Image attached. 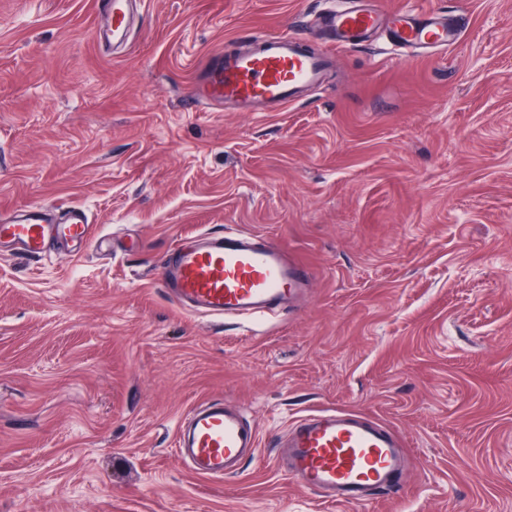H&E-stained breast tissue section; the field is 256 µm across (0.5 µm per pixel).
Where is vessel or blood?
Wrapping results in <instances>:
<instances>
[{"mask_svg":"<svg viewBox=\"0 0 512 512\" xmlns=\"http://www.w3.org/2000/svg\"><path fill=\"white\" fill-rule=\"evenodd\" d=\"M143 0H96L99 42L120 48ZM329 36L313 49L288 33H254L248 50L207 59L193 83L196 108L230 106L242 112H280L323 84L337 50L387 31L407 55L448 50L460 38L447 16L434 10L389 15L373 0L334 7L314 21ZM98 238L83 207L31 204L0 214V245L25 257L57 247L80 255ZM310 268L288 250L244 231H202L161 257V287L181 309L252 324L300 310L311 285ZM260 434L244 409L206 399L181 417L176 453L194 475L221 480L240 474L259 456ZM401 437L379 420L326 409L297 416L274 441L273 464L305 490L331 502L363 504L400 488L406 478Z\"/></svg>","mask_w":512,"mask_h":512,"instance_id":"obj_1","label":"vessel or blood"}]
</instances>
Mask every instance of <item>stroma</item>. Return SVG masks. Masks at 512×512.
I'll return each mask as SVG.
<instances>
[{"mask_svg": "<svg viewBox=\"0 0 512 512\" xmlns=\"http://www.w3.org/2000/svg\"><path fill=\"white\" fill-rule=\"evenodd\" d=\"M95 0H0V210L79 204L111 246L0 253V512H512V0L446 12L425 59L353 48L282 112L187 109L193 77L325 0H145L128 49ZM237 226L314 272L293 316L179 310L159 258ZM268 441L307 410L405 443L403 486L324 501L266 457L224 480L175 455L200 400Z\"/></svg>", "mask_w": 512, "mask_h": 512, "instance_id": "stroma-1", "label": "stroma"}]
</instances>
